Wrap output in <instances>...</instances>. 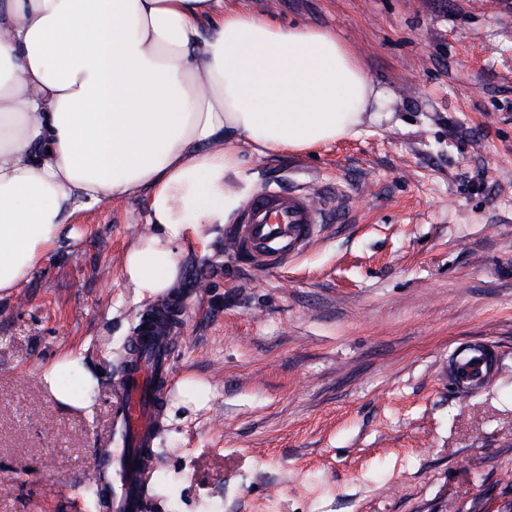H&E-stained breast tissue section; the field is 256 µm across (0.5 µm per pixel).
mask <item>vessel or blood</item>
Here are the masks:
<instances>
[{
	"label": "vessel or blood",
	"mask_w": 512,
	"mask_h": 512,
	"mask_svg": "<svg viewBox=\"0 0 512 512\" xmlns=\"http://www.w3.org/2000/svg\"><path fill=\"white\" fill-rule=\"evenodd\" d=\"M327 213L304 191L266 187L244 204L227 243L252 266L281 269L317 238ZM173 348V338L160 336L149 318H140L129 339L130 365L114 417L121 446L112 457V512H143L147 504L146 450L157 436ZM494 363L492 346L466 343L450 355L448 377L459 391H473L490 381Z\"/></svg>",
	"instance_id": "b4317fda"
}]
</instances>
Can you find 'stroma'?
Here are the masks:
<instances>
[{
	"mask_svg": "<svg viewBox=\"0 0 512 512\" xmlns=\"http://www.w3.org/2000/svg\"><path fill=\"white\" fill-rule=\"evenodd\" d=\"M336 31L380 104L314 155L237 142L253 190L330 202L286 268L236 257L226 227L185 247L153 460L174 486L145 512H512V0H224ZM0 298V512H103L120 357L155 304L126 281L145 197L75 218ZM206 289H198V282ZM497 348L489 384L451 389L448 356ZM97 378L62 405L60 356Z\"/></svg>",
	"mask_w": 512,
	"mask_h": 512,
	"instance_id": "obj_1",
	"label": "stroma"
}]
</instances>
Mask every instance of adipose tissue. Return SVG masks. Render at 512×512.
Wrapping results in <instances>:
<instances>
[{
  "label": "adipose tissue",
  "mask_w": 512,
  "mask_h": 512,
  "mask_svg": "<svg viewBox=\"0 0 512 512\" xmlns=\"http://www.w3.org/2000/svg\"><path fill=\"white\" fill-rule=\"evenodd\" d=\"M373 88L336 32L224 0H0V294L75 215L146 193L152 233L125 255L139 296L166 291L250 186L234 144L310 153L357 135ZM65 405L94 380L43 374Z\"/></svg>",
  "instance_id": "adipose-tissue-1"
}]
</instances>
